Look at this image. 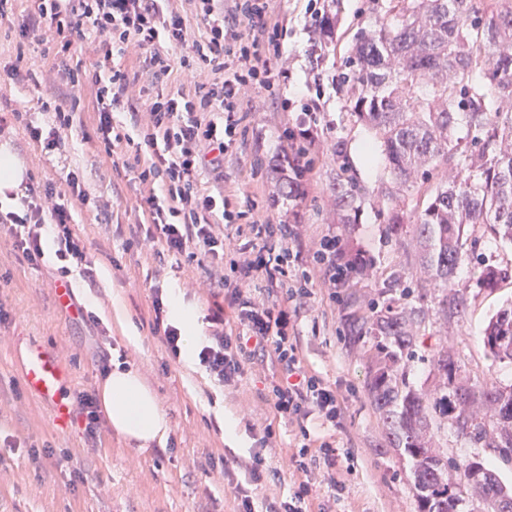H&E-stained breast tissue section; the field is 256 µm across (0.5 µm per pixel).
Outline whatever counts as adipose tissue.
<instances>
[{
  "label": "adipose tissue",
  "mask_w": 512,
  "mask_h": 512,
  "mask_svg": "<svg viewBox=\"0 0 512 512\" xmlns=\"http://www.w3.org/2000/svg\"><path fill=\"white\" fill-rule=\"evenodd\" d=\"M99 395L106 419L118 433L145 443L166 442L168 419L135 369L112 370Z\"/></svg>",
  "instance_id": "1"
}]
</instances>
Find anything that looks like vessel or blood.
Segmentation results:
<instances>
[{"instance_id":"vessel-or-blood-1","label":"vessel or blood","mask_w":512,"mask_h":512,"mask_svg":"<svg viewBox=\"0 0 512 512\" xmlns=\"http://www.w3.org/2000/svg\"><path fill=\"white\" fill-rule=\"evenodd\" d=\"M22 381L29 393L53 407V426L68 432L75 410L65 395L71 373L65 364L38 342H29L21 356Z\"/></svg>"}]
</instances>
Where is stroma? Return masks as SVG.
<instances>
[{
  "label": "stroma",
  "instance_id": "35a3bbf8",
  "mask_svg": "<svg viewBox=\"0 0 512 512\" xmlns=\"http://www.w3.org/2000/svg\"><path fill=\"white\" fill-rule=\"evenodd\" d=\"M307 3L272 0L271 19L286 32L282 61L288 79L279 94L258 88L244 102L235 153L224 161V189L233 195L236 210L257 204L268 208L272 223L303 225L304 254L333 233L350 256L365 261L366 272L351 273L342 288H314L295 330L309 369L344 400L339 427L313 419L308 428L316 437L335 435L340 453L353 460L351 471L342 475V495H334L326 476H319V501L325 512H418L411 461L403 449L392 447L368 392L378 367L377 341L355 337L353 327L390 308H424L425 322L400 361L411 387L434 398L441 395L435 362L448 348L458 366L457 382L512 386V363L494 360L483 344L488 318L512 302V244L483 225L466 227L469 259L455 278L466 309L461 316L445 318L440 307L444 289L423 273L413 241L417 204L439 181L431 179L417 193L399 192L381 150L374 147V131L351 114L348 89L338 81L355 33L386 19L389 0H321L322 13L335 22L329 48L320 45ZM18 32V25L0 26V84L7 88L0 114L17 109L43 124L48 116L41 104L54 99L56 83L16 81L4 71L20 49L31 65L40 63L37 39L20 40ZM309 120L316 136L309 155L312 166L300 191L292 194L278 183V173L293 153L291 132ZM11 150L46 181L60 183L66 170L78 171L91 196L111 197L112 214L102 223L86 211L76 218V230L93 261L89 278L76 268L68 277L60 276L52 238H45V256L36 268L0 238V309L8 315L0 324V512H236L234 485L244 481L243 464L258 450L266 456L268 471L254 495L257 512L287 499L298 485L297 474L285 465L296 450L298 427L275 417L267 406L249 411V403L265 387L263 374L247 371L237 391L222 389L198 362L169 357L161 336L153 332L155 288L167 297L179 294L202 318L210 298L190 285L203 275L197 266L125 250L116 227L131 222L140 195L136 172L121 163L122 151L105 160L78 129L59 148L66 164L62 170L41 162L25 131H17ZM339 177L361 188L359 208L349 224L338 223L334 210L332 185ZM397 207L404 224L396 232L389 217ZM487 265L509 273L491 292L477 283ZM397 275L403 287H391ZM65 279L74 290L70 307L61 305L55 293ZM116 298L124 304L130 332H123L114 319ZM32 340L68 364L70 399L82 391H98L102 367L136 369L169 419V443L144 445L109 428L98 447L91 448L78 421L68 433H57L51 407L28 393L15 365L16 352ZM227 415L237 423L238 443L224 440ZM268 426L277 445L264 450L259 440ZM436 443L441 456L451 460L480 456L512 486V461L499 449L477 448L449 427L438 430Z\"/></svg>",
  "mask_w": 512,
  "mask_h": 512
}]
</instances>
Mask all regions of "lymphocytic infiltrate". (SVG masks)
<instances>
[{
	"label": "lymphocytic infiltrate",
	"instance_id": "f902f5d3",
	"mask_svg": "<svg viewBox=\"0 0 512 512\" xmlns=\"http://www.w3.org/2000/svg\"><path fill=\"white\" fill-rule=\"evenodd\" d=\"M19 27L21 38L39 31L43 57L52 59L51 71L59 82L87 89L96 101L94 134L105 155L126 143L133 155L124 167L136 169L141 186L138 222L131 225L128 246L156 256H183L204 272L201 289L222 297L212 309L205 344L197 353L201 366L222 386L234 387L246 365L269 364L279 372L268 388L276 415L300 425L303 442L289 462L300 474L298 489L288 500L269 504L266 512H311L318 498L316 472L335 479L340 455L332 441L310 445L306 426L310 417L337 424L342 401L335 389L305 367L288 336L292 313L308 306L315 285L312 268H322L323 279L335 286L349 271L347 251L339 237L323 236L312 254L311 269L302 270L297 285H289L288 268L301 259L291 247L300 240L296 224L271 223L267 213L251 223L239 215L223 188L203 187V172L220 174L224 158L235 143L238 114L254 87L274 90L284 84L280 64L282 45L263 40L270 0H191L196 16L207 25L204 39H192L186 17L171 0H26ZM248 23L259 35L243 42L236 25ZM87 43L95 56L91 66L76 62L74 42ZM181 48L173 57L172 48ZM139 53L136 70L122 69L117 58L129 50ZM174 80L178 88L151 94L154 84ZM147 97L145 110L133 106V97ZM126 108L131 127L144 129L143 143L122 133L114 120L117 108ZM220 112L223 124L210 115ZM23 124L29 139L42 151L52 152L74 129L83 127L78 99L58 97L51 117L40 125L26 121L22 112L0 116V138H9L13 123ZM162 151H154V143ZM65 190L27 173L16 210H0V231L11 238L13 251L32 266H39L42 238L51 234L59 261L91 274L92 262L73 229L77 210L108 208L106 200H91L79 173L65 176ZM222 215L215 223L214 215ZM233 244L236 281L224 277V246ZM232 309L234 325L224 320Z\"/></svg>",
	"mask_w": 512,
	"mask_h": 512
}]
</instances>
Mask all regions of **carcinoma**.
<instances>
[{
  "label": "carcinoma",
  "mask_w": 512,
  "mask_h": 512,
  "mask_svg": "<svg viewBox=\"0 0 512 512\" xmlns=\"http://www.w3.org/2000/svg\"><path fill=\"white\" fill-rule=\"evenodd\" d=\"M395 8L394 21L356 34L341 79L351 85V112L375 130L401 184L415 189L447 166L465 171L442 181L414 216L424 273L451 289L467 254L466 226L486 224L512 243V0H396ZM478 71L489 86L474 81ZM460 124L473 133L469 152L452 137ZM333 192L347 224L358 188L338 175ZM507 277L486 267L479 280L492 291ZM421 322V311L397 310L355 328L396 347L378 345L369 393L393 445L412 460L419 512H460L465 491L512 512L511 486L480 460L457 463L437 454L430 435L434 412L458 436L511 452L512 389L460 385L432 401L411 388L396 365ZM483 340L493 357L512 361V305L490 318Z\"/></svg>",
  "instance_id": "carcinoma-1"
}]
</instances>
